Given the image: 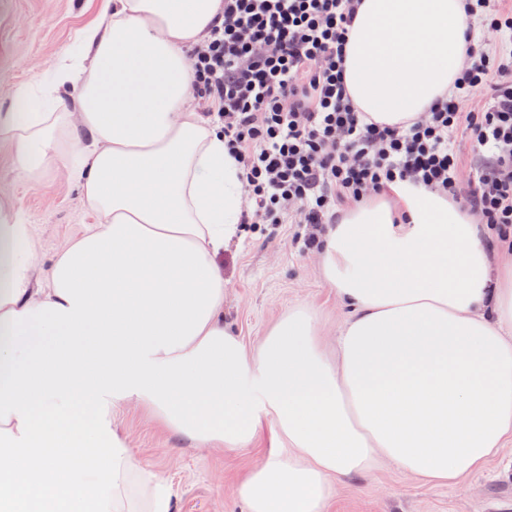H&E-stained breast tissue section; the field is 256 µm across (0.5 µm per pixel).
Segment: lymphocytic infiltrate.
Masks as SVG:
<instances>
[{
	"label": "lymphocytic infiltrate",
	"instance_id": "lymphocytic-infiltrate-1",
	"mask_svg": "<svg viewBox=\"0 0 512 512\" xmlns=\"http://www.w3.org/2000/svg\"><path fill=\"white\" fill-rule=\"evenodd\" d=\"M359 4L224 0L222 25L193 49L195 88L245 172L243 223L306 225L294 242L313 250L344 206L407 181L512 230V56L468 43L451 96L408 126L377 124L355 109L344 84ZM486 88L487 107L461 109L463 98ZM459 132L490 150L465 184L450 141Z\"/></svg>",
	"mask_w": 512,
	"mask_h": 512
}]
</instances>
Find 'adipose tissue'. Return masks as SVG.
<instances>
[{
  "label": "adipose tissue",
  "instance_id": "adipose-tissue-1",
  "mask_svg": "<svg viewBox=\"0 0 512 512\" xmlns=\"http://www.w3.org/2000/svg\"><path fill=\"white\" fill-rule=\"evenodd\" d=\"M223 20V0H111L52 75L49 94L79 84L76 111L0 113L16 171L61 166L98 216L39 288L34 227L0 195V512H171L112 428L119 403L201 448L272 418L288 449L243 482L248 512H324L333 479L383 462L453 485L512 443V260L446 194L399 182L326 225L320 271L350 312L334 347L304 305L251 353L225 328L244 172L187 58ZM466 35L463 0H361L353 105L407 125L453 92ZM77 126L90 142L60 162Z\"/></svg>",
  "mask_w": 512,
  "mask_h": 512
}]
</instances>
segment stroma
Returning a JSON list of instances; mask_svg holds the SVG:
<instances>
[{
    "mask_svg": "<svg viewBox=\"0 0 512 512\" xmlns=\"http://www.w3.org/2000/svg\"><path fill=\"white\" fill-rule=\"evenodd\" d=\"M106 0H0V113L20 94L50 77L58 61L76 51L79 31L95 21ZM11 144L0 142V191L9 192L39 239V266L47 268L61 242L94 223L78 188L58 171L35 183L14 169ZM298 227L262 225L242 233L219 260L224 275V325L255 348L289 308L305 304L326 335H337L349 312L321 279L315 253L292 243ZM112 427L145 467L171 487L172 512H246L238 488L253 466L278 450L271 420L234 450L199 448L172 435L148 410L121 404ZM326 512H512V446L455 485L430 484L385 463L343 478Z\"/></svg>",
    "mask_w": 512,
    "mask_h": 512,
    "instance_id": "stroma-1",
    "label": "stroma"
}]
</instances>
